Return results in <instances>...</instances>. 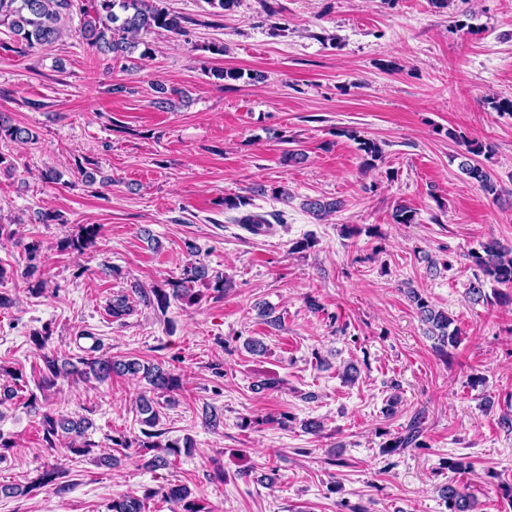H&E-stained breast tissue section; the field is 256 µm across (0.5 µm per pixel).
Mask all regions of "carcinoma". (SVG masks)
<instances>
[{
    "instance_id": "carcinoma-1",
    "label": "carcinoma",
    "mask_w": 512,
    "mask_h": 512,
    "mask_svg": "<svg viewBox=\"0 0 512 512\" xmlns=\"http://www.w3.org/2000/svg\"><path fill=\"white\" fill-rule=\"evenodd\" d=\"M76 7L75 0H0V23L8 25L15 40L22 45L33 48L37 45L50 44L61 34L60 22L64 15L70 14ZM164 30L176 36L188 34L182 24V18L169 13L166 9L152 3V0H98L96 17L87 19L80 28L83 42L98 53L110 54L114 59L133 57L139 53V58L151 56L152 51L147 38L152 33ZM344 135L356 141L358 149L363 152V166L372 167L380 159L382 150L376 142L365 139L353 129L344 131ZM12 141H32L34 133L25 128L12 124L9 117L0 115V139ZM448 138L464 146L460 154L462 161L460 169L474 180L479 188L488 196L495 199L500 196V189L492 173L483 165L475 162V157L485 153V146L468 140L453 132H448ZM303 208L316 219H322L339 211L341 201L336 199L311 198L305 200ZM236 223L244 226L250 233L261 235L270 229V222L258 212L246 211ZM100 234V226L87 224L79 232L64 240L61 247L77 252L93 248ZM39 249L37 244L26 247L28 263L21 272V278L28 284V292L39 296L44 292V278L39 266ZM468 259L477 268L475 282L470 284L467 298L474 304L487 299L484 284L487 281L499 285L512 286V250L505 247L496 239L480 244V249L468 254ZM213 280L214 288H224V277L209 276V269L200 262H192L184 271V277L178 281L166 282V287L153 286L149 289L135 286L134 293L145 305L155 304L164 311L175 299L187 306H193L199 301L191 284L198 281ZM407 298L414 305L422 322L428 325V331L439 342V350L454 346L458 342L456 330L450 329L453 319L447 312L433 307L427 298L414 288L407 289ZM132 303L129 297L122 294L112 298L108 312L115 319H122L132 314ZM44 369L41 372L39 388H52L57 379L63 374H76L86 379L93 377L104 380L113 374L142 375L155 390L173 392L181 387L180 378L160 364L145 365L139 359L125 357L116 359L112 356L91 355L77 358V362H58L55 358L43 357ZM137 410L143 415L141 430L144 439L139 441L140 448H158L161 453L147 462L151 468H164L169 465L168 456L171 454L190 455L194 446L190 438L184 442L158 441L162 433L154 430L160 421V411L156 402L147 396L140 397ZM43 440L46 447L54 448L60 441L65 442L70 453L76 456L90 454L95 444L87 439L86 433L92 426L86 417H70L45 411L41 414ZM420 418H415L405 432L389 440L385 448L388 453L401 449L421 446ZM65 477V471L52 467L43 471L40 477L27 483L1 485L0 495L12 497L27 495L36 490L51 487L57 480ZM177 505L179 512H211L193 496L191 489L182 484H171L159 489L147 490L143 496L122 495L112 499L108 512H145V500L155 496ZM441 496L448 505V512H476L475 497L454 485L441 489Z\"/></svg>"
}]
</instances>
